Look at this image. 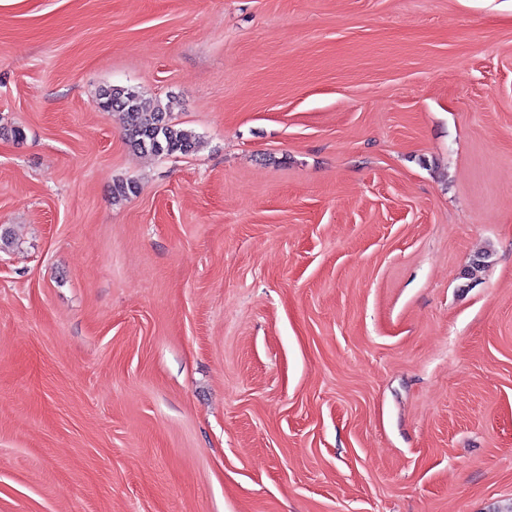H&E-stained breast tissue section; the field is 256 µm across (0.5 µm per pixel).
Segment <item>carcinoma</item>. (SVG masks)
<instances>
[{
	"label": "carcinoma",
	"instance_id": "cac0c4a2",
	"mask_svg": "<svg viewBox=\"0 0 512 512\" xmlns=\"http://www.w3.org/2000/svg\"><path fill=\"white\" fill-rule=\"evenodd\" d=\"M100 108L122 111L127 123L122 137L130 148L159 156L186 155L196 151L200 136L171 122L161 103L129 88H106L100 94Z\"/></svg>",
	"mask_w": 512,
	"mask_h": 512
}]
</instances>
